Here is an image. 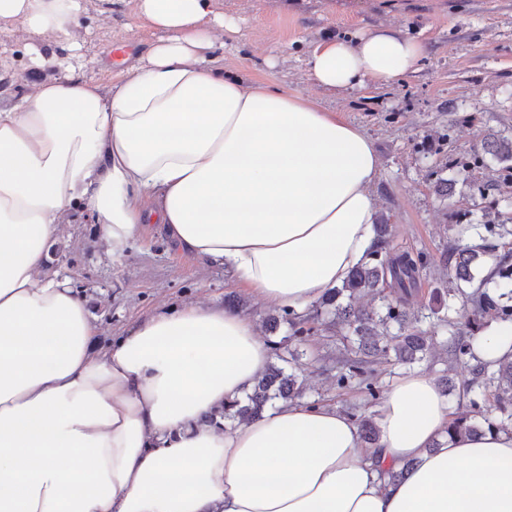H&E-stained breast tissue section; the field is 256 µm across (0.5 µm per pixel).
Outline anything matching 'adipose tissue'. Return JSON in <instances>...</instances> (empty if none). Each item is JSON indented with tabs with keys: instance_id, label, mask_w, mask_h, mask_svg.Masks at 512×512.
<instances>
[{
	"instance_id": "ef3b65f1",
	"label": "adipose tissue",
	"mask_w": 512,
	"mask_h": 512,
	"mask_svg": "<svg viewBox=\"0 0 512 512\" xmlns=\"http://www.w3.org/2000/svg\"><path fill=\"white\" fill-rule=\"evenodd\" d=\"M134 2L162 37L102 84L65 64L82 0H0V23L54 45L31 56L28 92L0 96V512H512V432L443 439L448 400L426 373L390 387L367 449L326 405L211 425L268 360L240 313L188 302L95 345L85 301L48 265L75 214L115 256L159 225L297 313L343 284L377 222L380 158L362 128L218 68L214 48L238 31L218 0ZM427 53L381 24L314 42L307 74L333 93L383 86ZM406 461L403 480H382Z\"/></svg>"
}]
</instances>
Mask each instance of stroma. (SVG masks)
<instances>
[{
	"label": "stroma",
	"instance_id": "stroma-1",
	"mask_svg": "<svg viewBox=\"0 0 512 512\" xmlns=\"http://www.w3.org/2000/svg\"><path fill=\"white\" fill-rule=\"evenodd\" d=\"M218 0L217 8L235 18L242 30L225 41L217 56L225 68L264 78L274 86L341 110L343 117L372 140L381 160L375 185L381 214L394 227L396 249L423 251L431 265L422 271L415 307H436L444 289L448 243L460 229L483 223L488 211L512 219V195L488 185L499 164L462 170L459 157L483 151V138L496 132L512 137V0ZM77 32L82 49L74 64L84 78L108 83L120 57L146 54L159 37L144 25L126 0H86ZM386 24L418 36L429 53L414 72L384 86L366 84L335 95L309 81L306 51L310 42L355 35ZM20 24L0 28V90L18 95L33 73L26 46L46 51L51 34L20 42ZM285 58L268 71L266 60ZM455 180L451 199L433 191L438 178ZM50 266L85 297L99 327L98 345L125 335L155 310L185 301L223 304L239 298V313L253 322L278 313L274 302L258 300L235 285L223 268L181 254L148 225L144 236L124 254L112 257L88 220L70 225L67 237L50 251ZM307 401L335 405L332 373L316 362L336 355L325 335L300 345Z\"/></svg>",
	"mask_w": 512,
	"mask_h": 512
}]
</instances>
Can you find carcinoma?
<instances>
[{
    "label": "carcinoma",
    "instance_id": "cac0c4a2",
    "mask_svg": "<svg viewBox=\"0 0 512 512\" xmlns=\"http://www.w3.org/2000/svg\"><path fill=\"white\" fill-rule=\"evenodd\" d=\"M484 151L503 163L490 178L491 186L512 187V138L488 133ZM491 234L512 235V229L488 212L483 223ZM374 241L365 260L349 274L345 283L329 291L319 304L304 314L284 313L265 322L266 331L276 332L280 321L288 324V335L269 341L278 351L284 343L304 342L309 337L336 327V397L348 391L358 393L360 405L350 407L360 437L368 448L377 447L378 430L374 415L366 410L381 404L377 366L383 362L413 365L432 353L433 337L418 328L422 317L411 312L420 272L430 264L422 251H392V225H374ZM485 274H480L482 269ZM467 284V293L461 285ZM450 296L465 298V313L444 321L448 326V362L475 361L471 378L462 388L466 411L451 414L447 432H477L483 428L512 430V358L482 361L475 344L484 316L490 321L512 322V254H498L482 242H453L448 246V289ZM362 296H371L379 305L363 309L357 305ZM304 386L294 372L267 363L255 379L244 400L224 404L220 419L233 423L253 419L272 402L291 401L303 396Z\"/></svg>",
    "mask_w": 512,
    "mask_h": 512
}]
</instances>
